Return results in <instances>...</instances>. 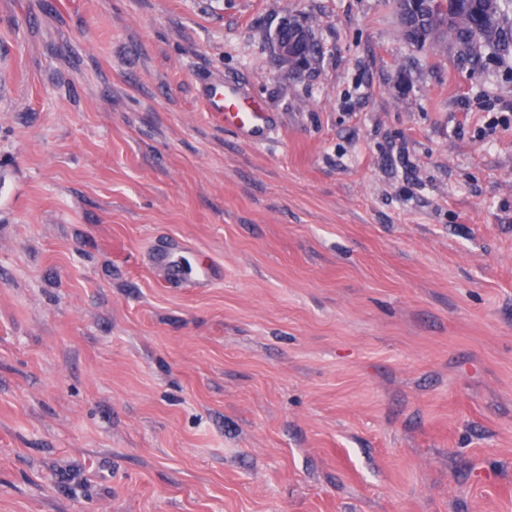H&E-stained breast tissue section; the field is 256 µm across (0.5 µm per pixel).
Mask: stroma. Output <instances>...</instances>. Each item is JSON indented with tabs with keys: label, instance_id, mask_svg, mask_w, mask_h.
Instances as JSON below:
<instances>
[{
	"label": "stroma",
	"instance_id": "35a3bbf8",
	"mask_svg": "<svg viewBox=\"0 0 512 512\" xmlns=\"http://www.w3.org/2000/svg\"><path fill=\"white\" fill-rule=\"evenodd\" d=\"M0 512H512V54L392 0H0ZM296 32L293 38L288 37V29ZM310 36L308 23L296 17H285L275 31L273 49L278 63L291 74L299 77L311 72V67L301 53V45L298 42L302 38ZM241 99L236 86L224 85L223 91H214L207 96V112H214L224 121V126L233 127L255 142L266 140L274 126L270 112H263L260 106L252 109V112H240Z\"/></svg>",
	"mask_w": 512,
	"mask_h": 512
}]
</instances>
